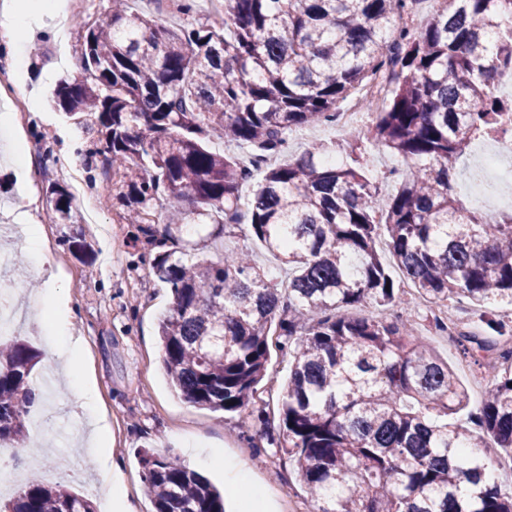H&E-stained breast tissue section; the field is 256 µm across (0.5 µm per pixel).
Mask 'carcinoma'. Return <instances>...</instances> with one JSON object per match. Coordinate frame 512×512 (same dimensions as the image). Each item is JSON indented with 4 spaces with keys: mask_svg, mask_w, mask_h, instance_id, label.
<instances>
[{
    "mask_svg": "<svg viewBox=\"0 0 512 512\" xmlns=\"http://www.w3.org/2000/svg\"><path fill=\"white\" fill-rule=\"evenodd\" d=\"M112 0L85 25L81 79L59 81L55 105L95 117L102 157L119 180L104 188L129 208L148 242L155 224L182 241L187 224L246 228L280 262L272 282L249 252L217 260L157 252L153 275L172 302L158 336L170 384L195 407L236 412L263 381L270 341L290 357L276 447L295 465L317 512H512V490L490 480L491 438L512 451V212L485 219L454 188L460 157L512 116L494 97L512 71V0H443L427 23L390 29L418 0H224L217 27L176 0L171 25ZM381 74L390 97L342 160L314 145L252 169L209 147L232 142L254 159L286 152L291 133L336 123L338 105ZM390 152L407 165L383 195L367 161ZM61 224L72 197L48 187ZM403 279L437 305L488 311V331L448 337L466 359L499 350L478 408L448 363L417 335L412 309L378 243ZM372 303L377 316H354ZM39 353L0 341V448L27 437L39 393ZM154 512H224V492L178 458L144 452ZM0 512H94L87 498L36 476Z\"/></svg>",
    "mask_w": 512,
    "mask_h": 512,
    "instance_id": "carcinoma-1",
    "label": "carcinoma"
}]
</instances>
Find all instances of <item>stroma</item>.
<instances>
[{
    "label": "stroma",
    "instance_id": "1",
    "mask_svg": "<svg viewBox=\"0 0 512 512\" xmlns=\"http://www.w3.org/2000/svg\"><path fill=\"white\" fill-rule=\"evenodd\" d=\"M109 0H83L80 9L66 19L69 62L58 65L57 22L45 21L27 33L30 50L8 94H0V113L14 109L16 100H25L29 112L25 123H13L0 133L5 144L22 138L31 149L26 170H18L9 152H0V215L16 221L19 214L31 216L43 227L45 244L52 262L35 270L30 257H23L26 270L20 301L36 305L46 289H62L72 310L71 333L83 340L77 372L88 376L99 407L111 424L107 449L124 474L128 500L133 512H153L144 492L141 449L176 456L191 469L215 484H223L222 467L204 466L200 460L212 449L233 453L269 489L275 490L277 504L296 502L299 512H313L315 505L299 481L287 457L276 454L272 437L279 429V402L288 378L287 354L272 351L266 377L248 407L233 413L211 412L187 404L170 387L162 370V350L157 336L159 319L171 298L165 288L139 259L143 251L135 240V227L125 219L124 208L106 199L103 188L111 171L92 165L88 155L96 139L91 120L75 123L49 99L62 78L78 79L83 74L78 45L85 22L106 18ZM367 124L358 116L354 128L313 125L293 133L291 156L311 145L347 146L355 140V127ZM92 173L95 187L84 190L73 201V221L57 223L47 202L49 181H68L69 170ZM85 238V255L72 252L71 238ZM414 319L425 341L454 369L468 390L472 403H479L485 390L477 379L479 369L462 360L447 337L435 328L434 313L428 307L415 309ZM94 420L85 415L76 420L68 440L50 433L53 450L41 453L36 462L54 473L53 484L86 494L88 485L98 491L90 495L96 512H109L102 490L103 473L89 456L93 446ZM88 494V493H87Z\"/></svg>",
    "mask_w": 512,
    "mask_h": 512
}]
</instances>
